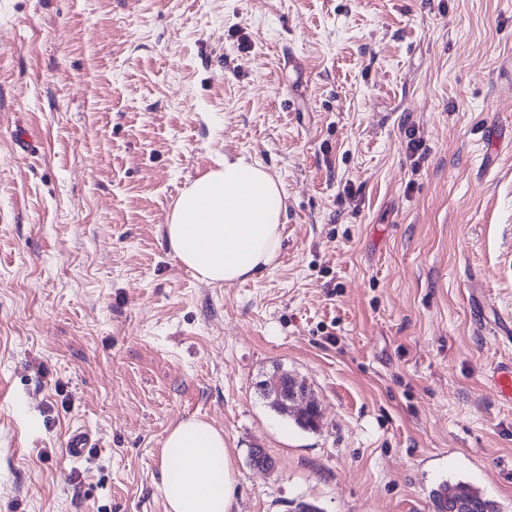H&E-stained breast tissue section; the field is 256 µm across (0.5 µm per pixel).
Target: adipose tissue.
<instances>
[{
	"mask_svg": "<svg viewBox=\"0 0 512 512\" xmlns=\"http://www.w3.org/2000/svg\"><path fill=\"white\" fill-rule=\"evenodd\" d=\"M285 210L279 179L247 157L228 158L181 193L166 239L202 280H244L272 268ZM162 462L165 512H233L234 467L222 431L201 418L181 420L163 442Z\"/></svg>",
	"mask_w": 512,
	"mask_h": 512,
	"instance_id": "obj_1",
	"label": "adipose tissue"
}]
</instances>
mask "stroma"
Wrapping results in <instances>:
<instances>
[{"instance_id": "obj_1", "label": "stroma", "mask_w": 512, "mask_h": 512, "mask_svg": "<svg viewBox=\"0 0 512 512\" xmlns=\"http://www.w3.org/2000/svg\"><path fill=\"white\" fill-rule=\"evenodd\" d=\"M238 155L283 184L281 250L207 283L165 226ZM511 333L512 0H0V512H165L192 416L234 512H432L445 481L512 512ZM489 381L502 398L512 402V361L494 367ZM94 446L95 443L92 436L87 431L77 429L71 432L65 453L69 459L79 461L82 460Z\"/></svg>"}]
</instances>
